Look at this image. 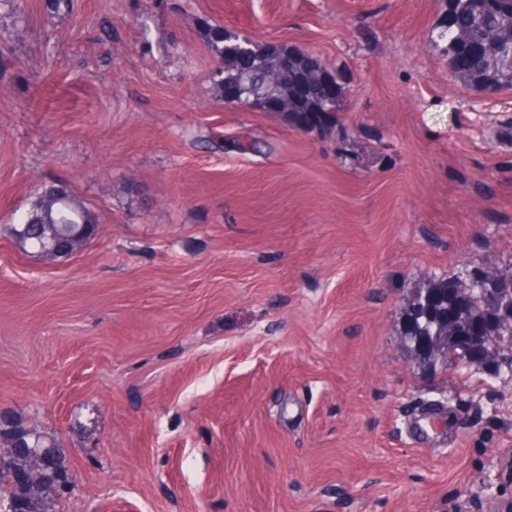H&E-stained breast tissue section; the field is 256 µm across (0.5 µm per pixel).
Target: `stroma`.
I'll return each mask as SVG.
<instances>
[{
  "instance_id": "1",
  "label": "stroma",
  "mask_w": 512,
  "mask_h": 512,
  "mask_svg": "<svg viewBox=\"0 0 512 512\" xmlns=\"http://www.w3.org/2000/svg\"><path fill=\"white\" fill-rule=\"evenodd\" d=\"M317 55L320 129L224 105L202 21ZM448 0H0V404L51 512H470L512 456V349L424 366L408 304L512 289V89L455 79ZM101 235L17 249L45 182ZM301 52L317 60L320 75L317 95H322L327 103V107H329L326 110H306L303 112H336V103L340 101L341 95L335 75L332 73L329 74V69L318 57L307 51ZM3 428L13 430L16 437V453H21L36 461L42 468L43 474L54 481L57 486L68 490L74 482V476L70 471H64L49 461L47 450L55 448L56 459L60 464H65V452L58 438L52 432L43 431L42 444L41 434L36 428H14L9 421L1 420ZM43 445V447H42Z\"/></svg>"
}]
</instances>
